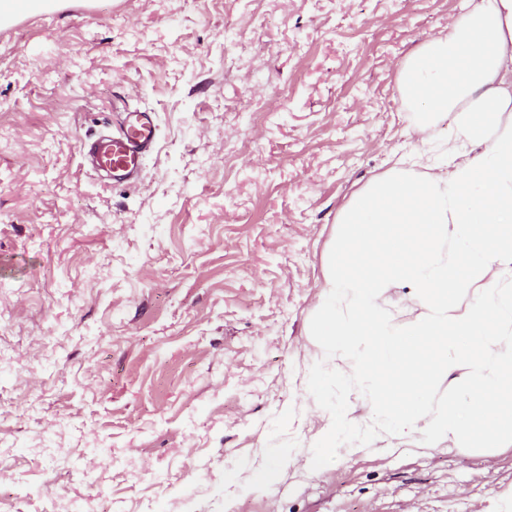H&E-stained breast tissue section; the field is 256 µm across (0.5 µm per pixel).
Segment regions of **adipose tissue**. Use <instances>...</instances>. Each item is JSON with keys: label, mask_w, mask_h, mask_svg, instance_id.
I'll list each match as a JSON object with an SVG mask.
<instances>
[{"label": "adipose tissue", "mask_w": 512, "mask_h": 512, "mask_svg": "<svg viewBox=\"0 0 512 512\" xmlns=\"http://www.w3.org/2000/svg\"><path fill=\"white\" fill-rule=\"evenodd\" d=\"M472 2L399 68L422 123L454 113L457 161L423 178L398 164L355 193L320 295L315 333L346 369L315 368L312 388L356 382L374 417L358 423L337 402L307 457L280 452L254 486L287 463L321 466L358 430L419 448L512 440V0ZM398 283L421 309L405 324L382 304ZM449 376L455 391L437 403Z\"/></svg>", "instance_id": "1"}]
</instances>
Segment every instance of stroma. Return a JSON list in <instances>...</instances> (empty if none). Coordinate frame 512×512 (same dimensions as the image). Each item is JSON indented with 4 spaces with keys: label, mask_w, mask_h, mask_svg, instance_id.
Masks as SVG:
<instances>
[{
    "label": "stroma",
    "mask_w": 512,
    "mask_h": 512,
    "mask_svg": "<svg viewBox=\"0 0 512 512\" xmlns=\"http://www.w3.org/2000/svg\"><path fill=\"white\" fill-rule=\"evenodd\" d=\"M466 0H54L0 24V512H499L512 444L306 455L337 400L319 293L352 195L447 159L400 64ZM148 109L138 182L84 139Z\"/></svg>",
    "instance_id": "stroma-1"
}]
</instances>
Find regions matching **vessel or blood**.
<instances>
[{"mask_svg": "<svg viewBox=\"0 0 512 512\" xmlns=\"http://www.w3.org/2000/svg\"><path fill=\"white\" fill-rule=\"evenodd\" d=\"M155 115L148 110L127 113L117 133L92 135L83 148L87 164L105 174L112 182L124 184L135 181L142 162L156 142Z\"/></svg>", "mask_w": 512, "mask_h": 512, "instance_id": "vessel-or-blood-1", "label": "vessel or blood"}]
</instances>
